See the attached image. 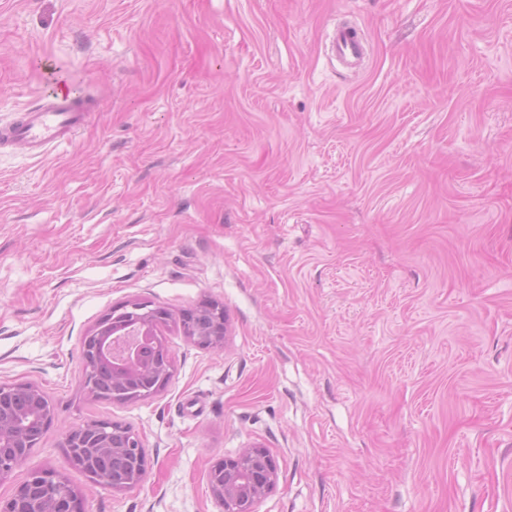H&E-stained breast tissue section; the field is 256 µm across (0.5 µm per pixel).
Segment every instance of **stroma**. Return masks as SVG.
<instances>
[{
    "label": "stroma",
    "mask_w": 512,
    "mask_h": 512,
    "mask_svg": "<svg viewBox=\"0 0 512 512\" xmlns=\"http://www.w3.org/2000/svg\"><path fill=\"white\" fill-rule=\"evenodd\" d=\"M56 80L84 130L0 149V382L54 405L0 499L52 468L86 512H224L210 468L261 446L257 512H512V0H0V125ZM136 298L172 376L90 397L82 340ZM208 300L218 350L177 321ZM94 419L139 487L69 466ZM332 51L344 63H356L363 57L362 40L353 27L338 25L333 34ZM213 322L210 328L202 330L195 327L187 314L195 312L208 311V306L203 305L194 312L182 314L180 323L184 335L199 346L213 349H221L224 343L225 321L224 308L218 304L213 306ZM120 423L111 420H91L67 431L63 436L70 464L83 471L93 482L113 491H128L142 483L147 473L148 460L138 434L127 431L128 439L112 442V427ZM119 458L124 463L120 478L103 470L99 461L106 457Z\"/></svg>",
    "instance_id": "35a3bbf8"
}]
</instances>
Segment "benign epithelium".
I'll return each mask as SVG.
<instances>
[{
  "label": "benign epithelium",
  "mask_w": 512,
  "mask_h": 512,
  "mask_svg": "<svg viewBox=\"0 0 512 512\" xmlns=\"http://www.w3.org/2000/svg\"><path fill=\"white\" fill-rule=\"evenodd\" d=\"M169 313L149 301H127L114 307L84 336L86 365L82 384L86 393L99 398L94 366L100 359L113 363L112 400L135 402L159 394L172 375L168 351L157 368L153 386L136 393H125L128 378L141 373V346L159 334ZM184 335L199 346L220 349L224 343V308L213 306L210 328L195 327L189 316L180 317ZM53 418L47 394L34 383H0V480L7 478L40 442ZM111 420H91L63 436L70 464L93 482L114 491H128L142 483L148 460L138 434L127 432L126 442L111 439ZM278 481V465L264 448H244L211 467L208 483L214 497L224 504V512H256V505L272 493ZM85 512L81 493L69 487L66 478L53 469L31 471L7 500L0 501V512Z\"/></svg>",
  "instance_id": "7a95c632"
}]
</instances>
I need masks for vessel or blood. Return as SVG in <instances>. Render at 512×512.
<instances>
[{
    "label": "vessel or blood",
    "mask_w": 512,
    "mask_h": 512,
    "mask_svg": "<svg viewBox=\"0 0 512 512\" xmlns=\"http://www.w3.org/2000/svg\"><path fill=\"white\" fill-rule=\"evenodd\" d=\"M332 50L346 64L364 54L362 40L355 28L339 25L333 34ZM88 105L54 88L43 104L25 111L11 125L0 129V149L10 148L38 157L66 141L73 140L85 125Z\"/></svg>",
    "instance_id": "b4317fda"
}]
</instances>
